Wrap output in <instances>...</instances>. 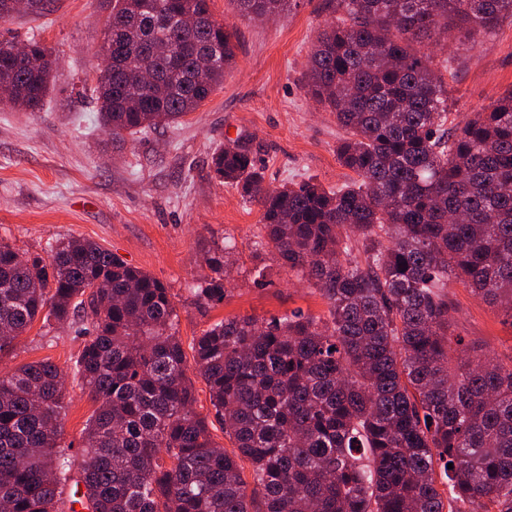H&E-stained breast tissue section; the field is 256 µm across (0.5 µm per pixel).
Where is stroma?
Wrapping results in <instances>:
<instances>
[{"mask_svg": "<svg viewBox=\"0 0 512 512\" xmlns=\"http://www.w3.org/2000/svg\"><path fill=\"white\" fill-rule=\"evenodd\" d=\"M214 18L234 31L236 63L207 102L184 121L148 133L110 134L83 89L95 81L112 0H47L43 15L20 12L0 22V42L37 38L55 59L39 111L0 102V241L22 252L55 239L89 238L169 289L174 330L184 349L210 323L235 315L268 317L293 309L320 315L325 299L260 248V212L211 169L213 151L253 137L266 184L276 189L314 179L327 188L352 183L336 158L340 131L331 112L306 93L304 74L315 36L334 15L328 0H298L281 18L243 16L233 0H209ZM420 50L448 86V122L491 106L512 88V19L476 46L448 38ZM234 238L237 251L224 273L228 295L198 307L191 290L212 274L206 258ZM454 330L466 340L512 356V318L462 284L448 290ZM82 346L70 323L35 321L13 354L0 358V376L23 363L49 360L66 374L64 440L80 443L95 403L73 374ZM196 413L212 441L231 442L215 416L208 387L187 361Z\"/></svg>", "mask_w": 512, "mask_h": 512, "instance_id": "1", "label": "stroma"}]
</instances>
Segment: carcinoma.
Segmentation results:
<instances>
[{
	"instance_id": "carcinoma-1",
	"label": "carcinoma",
	"mask_w": 512,
	"mask_h": 512,
	"mask_svg": "<svg viewBox=\"0 0 512 512\" xmlns=\"http://www.w3.org/2000/svg\"><path fill=\"white\" fill-rule=\"evenodd\" d=\"M232 2L255 21L296 4ZM332 7L305 86L345 131L336 157L358 180L271 190L251 140L212 155L216 177L259 206L261 246L327 313L233 316L194 338L227 450L193 410L160 280L91 240L43 255L0 241V356L39 316L76 318L74 374L97 403L74 452L58 366L0 377V512H512V359L454 333L448 304L460 282L512 313V90L450 130L448 87L419 49L451 31L492 34L512 0ZM233 38L208 0H113L89 89L103 125L119 135L179 123L235 64ZM11 47L0 43V76L33 112L51 70L18 65ZM233 251H213L198 307L224 302ZM74 471L84 493L65 501Z\"/></svg>"
}]
</instances>
